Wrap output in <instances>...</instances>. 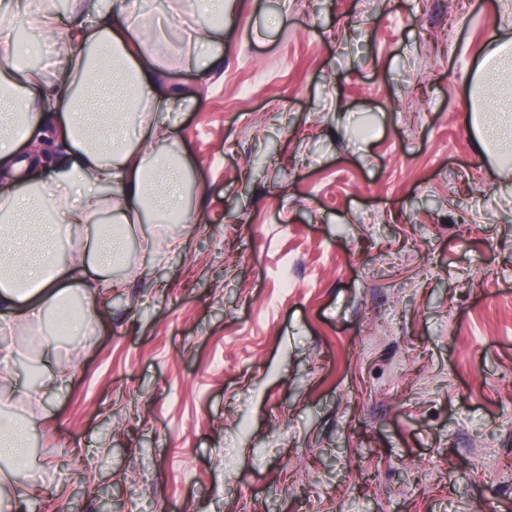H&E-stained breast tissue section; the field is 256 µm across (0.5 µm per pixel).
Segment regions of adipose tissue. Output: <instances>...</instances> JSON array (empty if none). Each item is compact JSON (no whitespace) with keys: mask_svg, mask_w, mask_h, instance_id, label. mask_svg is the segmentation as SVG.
I'll use <instances>...</instances> for the list:
<instances>
[{"mask_svg":"<svg viewBox=\"0 0 512 512\" xmlns=\"http://www.w3.org/2000/svg\"><path fill=\"white\" fill-rule=\"evenodd\" d=\"M237 0H205L194 39L224 40ZM63 23L52 0H0V321L13 327L66 320L82 333L99 292L122 287L134 225L178 213L192 220L190 169L169 132L185 94L162 82L158 30L121 0H72ZM52 38L53 69L25 65L17 31ZM460 95L476 148L495 165L512 155V32L494 29ZM61 106L65 144L51 177L40 165V112ZM38 423L0 422V498L12 497L36 466L29 443Z\"/></svg>","mask_w":512,"mask_h":512,"instance_id":"1","label":"adipose tissue"}]
</instances>
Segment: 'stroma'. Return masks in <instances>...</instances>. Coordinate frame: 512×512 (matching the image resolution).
Wrapping results in <instances>:
<instances>
[{
  "label": "stroma",
  "instance_id": "obj_1",
  "mask_svg": "<svg viewBox=\"0 0 512 512\" xmlns=\"http://www.w3.org/2000/svg\"><path fill=\"white\" fill-rule=\"evenodd\" d=\"M496 25L512 0H239L166 58L203 204L136 231L72 377L0 381L42 420L11 512H512V167L458 92ZM150 238L182 246L144 272Z\"/></svg>",
  "mask_w": 512,
  "mask_h": 512
}]
</instances>
